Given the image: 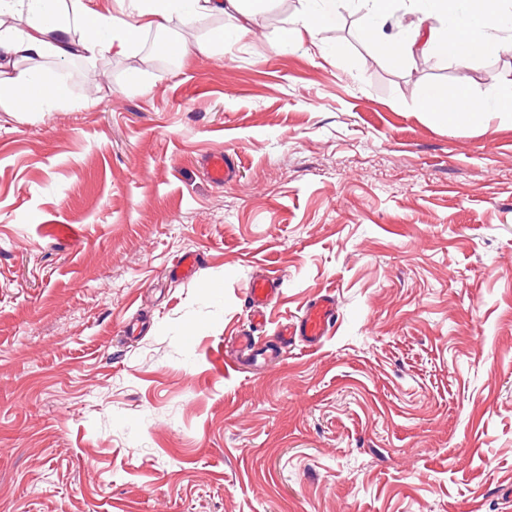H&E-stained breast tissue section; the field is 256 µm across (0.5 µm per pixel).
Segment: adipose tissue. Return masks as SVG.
<instances>
[{
  "instance_id": "1",
  "label": "adipose tissue",
  "mask_w": 512,
  "mask_h": 512,
  "mask_svg": "<svg viewBox=\"0 0 512 512\" xmlns=\"http://www.w3.org/2000/svg\"><path fill=\"white\" fill-rule=\"evenodd\" d=\"M119 11L103 14L85 0H0V50L21 59L8 79L0 81V108L7 112H44L64 98L61 86L46 83L45 60L65 62L124 54L139 43L147 29L162 28L169 15L195 19L243 12L248 0H116ZM368 25L366 38L386 40L390 58L436 51L468 62L497 48L512 45V11L503 0H429L418 19L403 22L402 36L387 40L385 24L391 0H362ZM82 38H73V31ZM423 107L455 120H478L484 112L465 83L439 89Z\"/></svg>"
}]
</instances>
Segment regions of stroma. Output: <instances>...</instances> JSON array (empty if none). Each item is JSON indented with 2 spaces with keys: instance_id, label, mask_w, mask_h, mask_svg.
Wrapping results in <instances>:
<instances>
[{
  "instance_id": "1",
  "label": "stroma",
  "mask_w": 512,
  "mask_h": 512,
  "mask_svg": "<svg viewBox=\"0 0 512 512\" xmlns=\"http://www.w3.org/2000/svg\"><path fill=\"white\" fill-rule=\"evenodd\" d=\"M360 8L288 47L298 0L175 15L0 112V512H512V111L423 109L455 58L393 62ZM466 69L512 91V51ZM324 292L331 334L277 341ZM205 166L210 180L216 185H224L232 167V159L222 152L210 154L205 158ZM279 278L265 276L253 280L247 286L246 298L250 304L249 310L256 322L262 326L266 322L264 305L267 298L278 292Z\"/></svg>"
}]
</instances>
